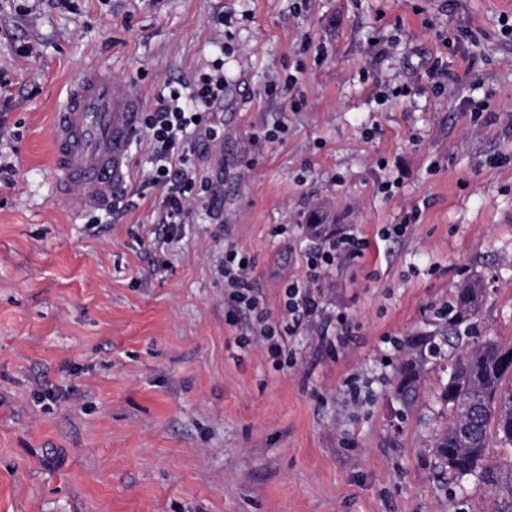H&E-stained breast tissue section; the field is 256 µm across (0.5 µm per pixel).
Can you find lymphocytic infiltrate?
<instances>
[{"label": "lymphocytic infiltrate", "mask_w": 512, "mask_h": 512, "mask_svg": "<svg viewBox=\"0 0 512 512\" xmlns=\"http://www.w3.org/2000/svg\"><path fill=\"white\" fill-rule=\"evenodd\" d=\"M224 87V62L218 59L208 70L184 81L181 88L158 96L141 122L152 155L146 180L163 188L164 209L170 220L182 219L197 186L207 183L184 149L188 138L204 128L209 113L223 100Z\"/></svg>", "instance_id": "lymphocytic-infiltrate-1"}]
</instances>
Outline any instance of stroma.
<instances>
[{"label": "stroma", "mask_w": 512, "mask_h": 512, "mask_svg": "<svg viewBox=\"0 0 512 512\" xmlns=\"http://www.w3.org/2000/svg\"><path fill=\"white\" fill-rule=\"evenodd\" d=\"M507 18L512 0H0V512H512L511 448L458 485L430 447L458 349L512 341ZM219 57L224 104L186 147L212 188L184 223L142 133L120 206L59 196L52 114L78 70L149 107ZM439 60L460 77L441 94ZM348 234L368 246L312 283L310 324L264 338L308 253ZM229 252L254 306L224 290ZM473 279L479 336L428 358L405 406L400 360Z\"/></svg>", "instance_id": "stroma-1"}]
</instances>
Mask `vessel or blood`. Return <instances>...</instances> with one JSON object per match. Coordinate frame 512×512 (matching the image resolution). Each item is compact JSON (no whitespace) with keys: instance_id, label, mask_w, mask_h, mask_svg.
<instances>
[{"instance_id":"b4317fda","label":"vessel or blood","mask_w":512,"mask_h":512,"mask_svg":"<svg viewBox=\"0 0 512 512\" xmlns=\"http://www.w3.org/2000/svg\"><path fill=\"white\" fill-rule=\"evenodd\" d=\"M141 99L131 85L93 68L72 81L52 131L60 194L80 209L108 207L127 183Z\"/></svg>"}]
</instances>
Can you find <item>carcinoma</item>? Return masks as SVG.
I'll use <instances>...</instances> for the list:
<instances>
[{
    "mask_svg": "<svg viewBox=\"0 0 512 512\" xmlns=\"http://www.w3.org/2000/svg\"><path fill=\"white\" fill-rule=\"evenodd\" d=\"M483 288L466 281L441 312L446 318L439 336L448 344L459 339V326L472 334L473 315L482 304ZM425 358L406 356L398 369L395 395L411 404L418 394ZM441 401L448 409V424L431 445L442 472L457 479L475 473L486 460V448L495 437L512 447V342L488 339L461 352L449 366Z\"/></svg>",
    "mask_w": 512,
    "mask_h": 512,
    "instance_id": "carcinoma-1",
    "label": "carcinoma"
}]
</instances>
